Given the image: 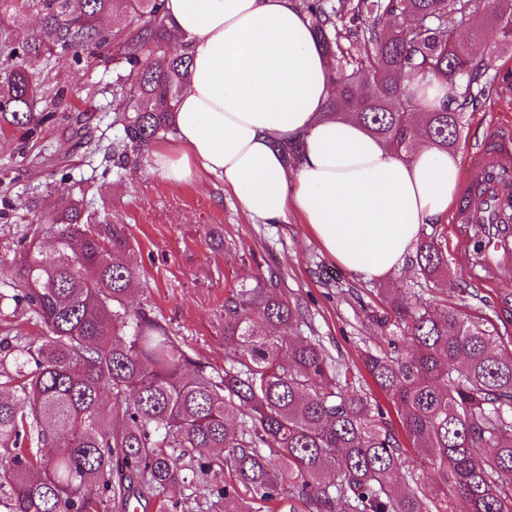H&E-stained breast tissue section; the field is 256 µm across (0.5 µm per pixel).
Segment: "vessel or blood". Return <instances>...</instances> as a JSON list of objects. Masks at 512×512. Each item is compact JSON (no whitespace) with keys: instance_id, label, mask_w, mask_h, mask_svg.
<instances>
[{"instance_id":"obj_1","label":"vessel or blood","mask_w":512,"mask_h":512,"mask_svg":"<svg viewBox=\"0 0 512 512\" xmlns=\"http://www.w3.org/2000/svg\"><path fill=\"white\" fill-rule=\"evenodd\" d=\"M487 140L489 150L476 151L467 164L452 221L485 227L490 243L506 264L512 262V169L502 166L498 158L512 152V124L489 126Z\"/></svg>"}]
</instances>
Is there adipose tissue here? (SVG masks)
<instances>
[{"mask_svg": "<svg viewBox=\"0 0 512 512\" xmlns=\"http://www.w3.org/2000/svg\"><path fill=\"white\" fill-rule=\"evenodd\" d=\"M191 58L171 146L172 181L216 177L265 224L297 211L343 268L373 280L405 266L426 224L451 208L459 158L424 145L400 155L349 115H327L331 69L297 0H165ZM302 141L296 165L280 143Z\"/></svg>", "mask_w": 512, "mask_h": 512, "instance_id": "1", "label": "adipose tissue"}]
</instances>
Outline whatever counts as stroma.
I'll use <instances>...</instances> for the list:
<instances>
[{
  "mask_svg": "<svg viewBox=\"0 0 512 512\" xmlns=\"http://www.w3.org/2000/svg\"><path fill=\"white\" fill-rule=\"evenodd\" d=\"M113 55L104 50L78 66L38 62L41 105L54 109V121L36 141L0 134V290L16 277L20 240L41 198L65 207L82 196L93 202L96 223L126 227L144 281L133 305L150 310L193 357L215 369L223 368L229 351L226 291L272 273L287 297L306 307L301 334L320 337L333 357L353 368L381 347L374 318L392 315V300L403 290L420 306L453 307L472 320L491 321L497 347L512 352V315L502 310L504 300L512 301V268L490 278L476 266L477 227L424 225V233L448 238L447 281L425 282L411 263L364 280L341 267L298 215L284 224L261 223L217 179L166 180L148 149L123 168L91 152L87 140L106 144L113 136ZM486 78L493 91L467 114L456 150L463 160L483 146L486 116L512 121V51L497 56Z\"/></svg>",
  "mask_w": 512,
  "mask_h": 512,
  "instance_id": "stroma-1",
  "label": "stroma"
}]
</instances>
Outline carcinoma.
I'll list each match as a JSON object with an SVG mask.
<instances>
[{"instance_id": "cac0c4a2", "label": "carcinoma", "mask_w": 512, "mask_h": 512, "mask_svg": "<svg viewBox=\"0 0 512 512\" xmlns=\"http://www.w3.org/2000/svg\"><path fill=\"white\" fill-rule=\"evenodd\" d=\"M336 83L327 104L355 114L398 153L428 143L457 148L480 82L496 52L476 60L459 39L493 29L512 49V0H302ZM40 16L44 38L17 41L5 19ZM114 16L121 29L100 25ZM123 37L114 58L112 157L125 160L174 133L175 108L191 82L188 53L166 50L162 0H0V131L34 136L53 117L38 110L29 67L79 64ZM137 72L129 84L121 69ZM433 79L448 100L423 104ZM24 237L23 262L0 304H24L44 335L0 338V512H107L141 498L138 477L159 512H185L163 498L190 481L211 486L224 512H270L298 500L310 512H427L410 490L420 474L350 368L317 336H298L301 303L273 278L230 289L219 371L190 355L148 311L130 305L140 275L125 226L91 224L89 204L46 206ZM413 262L432 282L448 259L434 235ZM376 319L386 347L365 355L376 386L398 409L413 447L436 473L441 501L454 488L468 512H512V354L493 331L457 309ZM336 477L326 478L328 470Z\"/></svg>"}]
</instances>
